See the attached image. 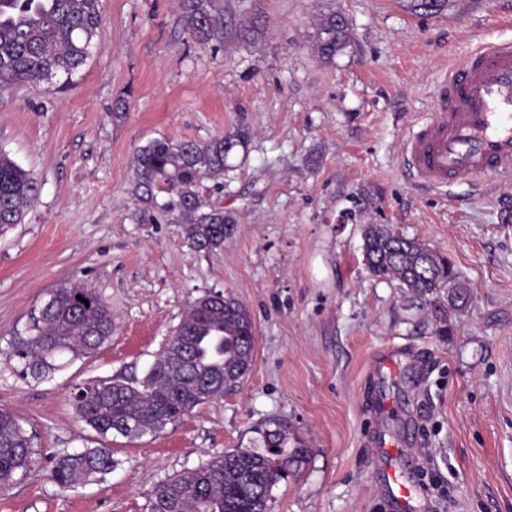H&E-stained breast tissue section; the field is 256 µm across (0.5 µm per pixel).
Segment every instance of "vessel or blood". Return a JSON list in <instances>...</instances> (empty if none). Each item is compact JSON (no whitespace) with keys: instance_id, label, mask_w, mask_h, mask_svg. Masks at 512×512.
Returning <instances> with one entry per match:
<instances>
[{"instance_id":"obj_1","label":"vessel or blood","mask_w":512,"mask_h":512,"mask_svg":"<svg viewBox=\"0 0 512 512\" xmlns=\"http://www.w3.org/2000/svg\"><path fill=\"white\" fill-rule=\"evenodd\" d=\"M402 160L407 171L436 189L512 169V45L482 46L449 70L430 118L405 142ZM374 446L372 460L392 512H416L426 489L401 483L385 437H377Z\"/></svg>"}]
</instances>
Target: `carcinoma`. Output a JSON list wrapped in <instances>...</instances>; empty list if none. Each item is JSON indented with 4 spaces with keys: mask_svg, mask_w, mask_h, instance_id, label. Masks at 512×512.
I'll return each instance as SVG.
<instances>
[{
    "mask_svg": "<svg viewBox=\"0 0 512 512\" xmlns=\"http://www.w3.org/2000/svg\"><path fill=\"white\" fill-rule=\"evenodd\" d=\"M211 0H182L185 29L200 45L218 33ZM447 0H410L409 8L436 13ZM101 23L100 0H0V85L50 83L72 76L92 55ZM351 40V25L335 12L324 15L314 48L332 60ZM249 131L237 128L206 144L154 139L135 155L138 187L158 183L175 192L179 221L188 239L201 249L224 245V209L202 201L199 184L224 178L229 159L246 149ZM38 192L30 174L0 152V229L23 222ZM363 260L378 277H392L415 296L448 290V306L464 308L466 288L447 257L426 244L393 233L382 224L363 231ZM112 311L96 292L68 285L52 291L29 317L24 334L14 337L6 358L25 380L44 381L73 360L94 353L111 336ZM251 315L228 294L206 295L187 305L180 323L141 379L117 378L74 388V406L82 421L101 438L129 439L163 431L197 406L233 388L247 375L255 348ZM135 422V431L122 426ZM259 431L249 448H234L196 469L158 484L148 512H268L272 491L306 462L310 449L288 425ZM34 436L8 409L0 408V491L24 477L35 462ZM112 449L103 445L60 456L51 471L61 488H71L112 470Z\"/></svg>",
    "mask_w": 512,
    "mask_h": 512,
    "instance_id": "1",
    "label": "carcinoma"
}]
</instances>
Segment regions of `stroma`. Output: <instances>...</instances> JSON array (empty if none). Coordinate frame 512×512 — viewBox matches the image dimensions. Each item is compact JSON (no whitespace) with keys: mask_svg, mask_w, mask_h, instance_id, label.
I'll list each match as a JSON object with an SVG mask.
<instances>
[{"mask_svg":"<svg viewBox=\"0 0 512 512\" xmlns=\"http://www.w3.org/2000/svg\"><path fill=\"white\" fill-rule=\"evenodd\" d=\"M97 47L68 84L0 90V151L38 185L0 233V407L35 436V463L0 512H147L154 488L269 421L310 449L270 512H388L370 442L385 434L436 484L438 512H512V170L446 190L415 184L402 148L448 70L512 41V0H214L220 40L186 33L178 0H101ZM331 12L352 28L333 61L312 49ZM260 18L264 32L241 31ZM250 133L223 184L199 192L231 217L223 248L195 247L166 185L136 189L148 141ZM428 244L468 304L439 335L435 298L371 274L365 225ZM66 283L109 306L111 338L52 380L25 382L5 353ZM220 291L248 308L256 344L236 387L154 435L101 440L70 393L140 378L188 302ZM107 443L112 472L60 488L57 456Z\"/></svg>","mask_w":512,"mask_h":512,"instance_id":"35a3bbf8","label":"stroma"}]
</instances>
